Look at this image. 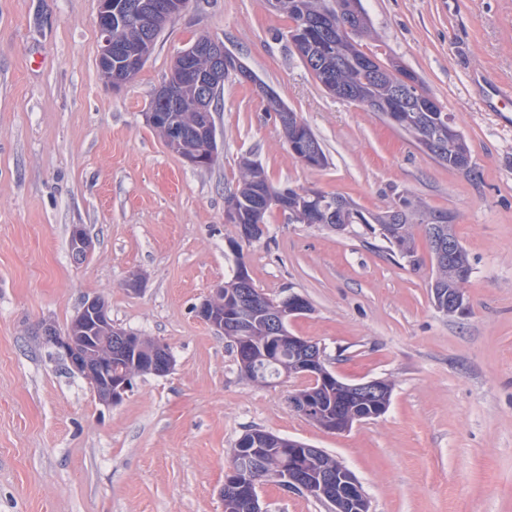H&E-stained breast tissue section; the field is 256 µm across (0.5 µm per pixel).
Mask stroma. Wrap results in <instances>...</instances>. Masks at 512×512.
<instances>
[{
    "mask_svg": "<svg viewBox=\"0 0 512 512\" xmlns=\"http://www.w3.org/2000/svg\"><path fill=\"white\" fill-rule=\"evenodd\" d=\"M361 2L373 22L361 51L420 77L464 136L469 170L328 93L267 0H190L117 90L97 65L98 0H0V512H224L233 448L255 428L342 462L369 512H512V112L493 95L512 91V0ZM202 36L309 125L324 167L294 157L276 112L232 73L212 114L216 161L194 168L167 146L145 114L175 55ZM246 158L278 188L448 212L473 267L468 312L433 306L419 230L412 266L380 236L274 209L260 239L230 250L225 198ZM75 224L94 243L80 263ZM241 262L267 295L309 301L288 331L317 342L331 372L391 383L385 414L330 432L291 406L304 379L244 376L233 342L197 314ZM93 297L174 360L114 405L40 334L66 331ZM259 497L265 512H326L271 482Z\"/></svg>",
    "mask_w": 512,
    "mask_h": 512,
    "instance_id": "stroma-1",
    "label": "stroma"
}]
</instances>
